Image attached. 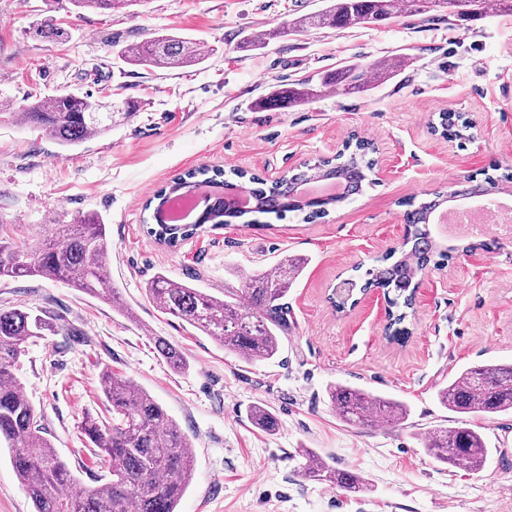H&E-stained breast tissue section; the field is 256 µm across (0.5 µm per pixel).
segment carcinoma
Returning a JSON list of instances; mask_svg holds the SVG:
<instances>
[{"label":"carcinoma","mask_w":512,"mask_h":512,"mask_svg":"<svg viewBox=\"0 0 512 512\" xmlns=\"http://www.w3.org/2000/svg\"><path fill=\"white\" fill-rule=\"evenodd\" d=\"M82 9L112 11L135 0H72ZM489 0H434L421 6L416 0H326L325 6L291 20L284 30L270 32L280 36L303 34L311 29L342 28L379 23L397 12L422 14L443 8L448 16L480 17ZM35 34L56 41L64 30L51 19L35 29ZM219 51L201 48L191 38L178 33H163L121 47L117 54L124 62L147 69H180L198 65ZM404 66L399 57L384 58L366 68L348 63L334 74L318 81L281 84L273 87L258 102L261 108L304 104L324 96H350L364 93L395 78ZM100 101L90 94L63 90L48 100H36L12 119L23 126L45 133L63 147H74L112 131L113 123L91 108ZM433 129L458 139L468 138L472 125L463 116L441 112ZM374 147L362 141L348 143L337 159H320L304 169L278 180H266L239 170L198 168L186 172L158 191L152 210L154 227L149 234L159 243L176 247L194 236L205 224L217 229L246 214L260 213L278 218L288 213L314 221L328 215L332 206L342 203L372 184L369 174L375 160ZM248 179L253 199L248 210L235 209L231 199L216 197L193 224H165L160 219L167 196L179 189H190L201 182L229 187L232 179ZM316 178L336 180L343 185L341 195L332 200L303 202L297 196L300 185ZM498 179L487 176L481 182L469 178L449 194L458 197L496 188ZM443 195L437 193L411 203L406 213L408 228L399 258L389 253L366 269L361 289L380 288L392 310L390 324H400L413 306L415 280L430 264L437 266L448 258L436 253L428 221ZM109 255L107 229L97 214L83 215L73 224H53L40 237L37 246L18 240L9 225L0 224V279L41 277L65 282L103 302L115 303L117 290L106 277ZM302 271V264L284 257L272 272L254 271L239 276L241 287L224 289L216 297L188 282L177 281L162 272L147 284L148 299L161 313L187 323L223 349L251 363H262L280 352L281 337L288 334L290 313L285 299ZM53 325L39 316L18 309H0V442L10 449L13 469L34 505V512H177L178 503L194 478L192 444L176 420L154 397L134 380L106 372L102 375L104 395L112 404V425L89 419L84 430L92 445L100 450L101 460L109 464L110 478L101 486L75 493L67 488L75 477L52 443L43 435L34 407L25 396L13 372L16 360L28 340ZM157 352L176 369L184 368L181 350L162 337L154 339ZM326 396L339 419L352 425L397 426L410 416L407 403L357 386L334 383ZM438 403L463 420L455 427L437 428L423 440L424 450L437 461L453 468L480 471L490 449L469 421L490 415H512V362H489L457 371L436 391ZM247 416L258 429L272 432L277 422L263 404L252 405ZM304 476L354 492L364 485L361 476L339 470L306 450Z\"/></svg>","instance_id":"carcinoma-1"}]
</instances>
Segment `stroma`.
<instances>
[{
    "label": "stroma",
    "mask_w": 512,
    "mask_h": 512,
    "mask_svg": "<svg viewBox=\"0 0 512 512\" xmlns=\"http://www.w3.org/2000/svg\"><path fill=\"white\" fill-rule=\"evenodd\" d=\"M322 0H142L136 9L75 11L70 0H0V221L35 243L53 224L95 213L109 226L107 273L120 307L60 281L0 280V308L18 307L53 323L31 339L15 376L46 437L78 487L108 476L83 433L85 416L110 421L103 372L147 390L193 444L195 476L178 512H512V415L477 421L490 453L469 474L429 456L422 439L453 427L435 400L459 369L512 361V225L433 224L439 250L456 252L421 277L414 314L390 325L387 304L368 295L336 312V285L401 247L405 202L481 173L512 170V14L454 21L397 14L377 25L325 28L270 38V31L318 10ZM53 18L59 42L34 29ZM175 31L221 47L185 69L124 63L120 46ZM246 33L265 44L238 48ZM402 57L387 83L350 97H323L282 109L258 107L274 84L330 74L348 61ZM131 99L136 115L101 137L66 149L13 122L21 105L61 90ZM441 112L475 121L471 140L431 134ZM372 139L386 177L325 220L255 215L170 249L147 232L143 205L185 172L233 168L274 180L308 160L335 155L350 134ZM304 269L287 297L291 328L274 360L250 364L159 313L146 295L157 271L194 279L220 296L239 273L282 257ZM182 350L173 370L155 337ZM342 382L404 400L401 426L348 425L325 389ZM266 404L274 433L247 409ZM364 477L345 494L307 480L301 452ZM0 512H33L10 451L0 446Z\"/></svg>",
    "instance_id": "1"
}]
</instances>
